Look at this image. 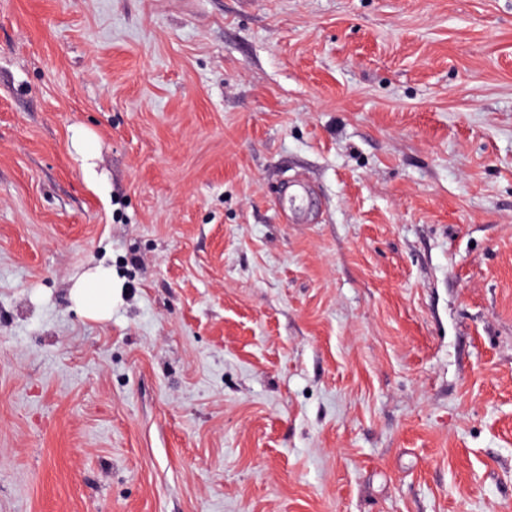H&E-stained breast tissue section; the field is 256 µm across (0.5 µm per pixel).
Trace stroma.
Returning a JSON list of instances; mask_svg holds the SVG:
<instances>
[{
    "label": "stroma",
    "instance_id": "1",
    "mask_svg": "<svg viewBox=\"0 0 512 512\" xmlns=\"http://www.w3.org/2000/svg\"><path fill=\"white\" fill-rule=\"evenodd\" d=\"M0 512H512V0H0ZM72 147L76 154L81 158L85 167L93 164L89 162L94 160L98 154V144L95 135L82 130L75 129L71 137ZM112 271L102 267L85 272L70 288V299L93 320L109 319L113 303Z\"/></svg>",
    "mask_w": 512,
    "mask_h": 512
}]
</instances>
